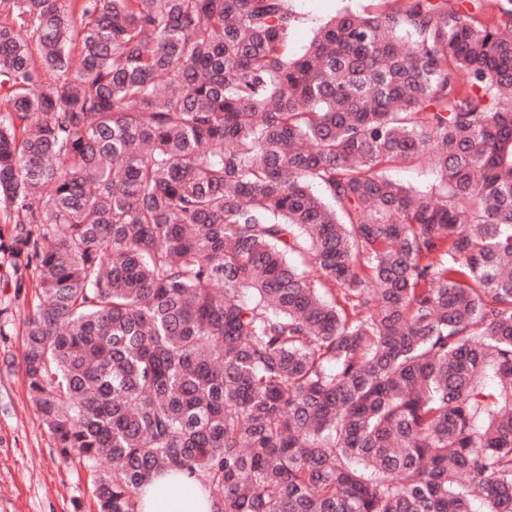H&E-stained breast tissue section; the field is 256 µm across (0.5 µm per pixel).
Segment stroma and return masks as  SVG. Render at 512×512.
I'll return each instance as SVG.
<instances>
[{"label":"stroma","instance_id":"obj_1","mask_svg":"<svg viewBox=\"0 0 512 512\" xmlns=\"http://www.w3.org/2000/svg\"><path fill=\"white\" fill-rule=\"evenodd\" d=\"M292 33L302 53L314 33L344 9L371 12L373 0H292ZM34 288L16 287L0 267V512H97L87 468L63 461L33 408L22 371L23 311Z\"/></svg>","mask_w":512,"mask_h":512}]
</instances>
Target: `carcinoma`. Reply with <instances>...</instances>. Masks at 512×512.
<instances>
[{"label": "carcinoma", "instance_id": "cac0c4a2", "mask_svg": "<svg viewBox=\"0 0 512 512\" xmlns=\"http://www.w3.org/2000/svg\"><path fill=\"white\" fill-rule=\"evenodd\" d=\"M378 6L296 56L291 0H0V257L98 512H512V0ZM140 512H213L211 499L197 479L178 471L153 475L142 487Z\"/></svg>", "mask_w": 512, "mask_h": 512}]
</instances>
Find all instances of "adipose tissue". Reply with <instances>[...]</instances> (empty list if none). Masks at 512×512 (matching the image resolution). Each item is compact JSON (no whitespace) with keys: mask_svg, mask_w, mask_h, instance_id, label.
Instances as JSON below:
<instances>
[{"mask_svg":"<svg viewBox=\"0 0 512 512\" xmlns=\"http://www.w3.org/2000/svg\"><path fill=\"white\" fill-rule=\"evenodd\" d=\"M139 512H212L203 484L178 471L155 475L142 487Z\"/></svg>","mask_w":512,"mask_h":512,"instance_id":"obj_1","label":"adipose tissue"}]
</instances>
